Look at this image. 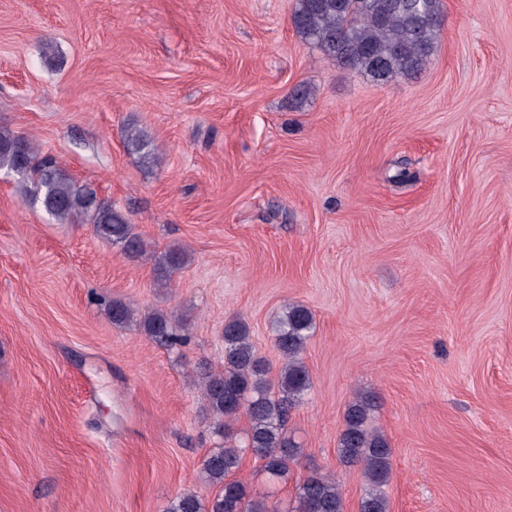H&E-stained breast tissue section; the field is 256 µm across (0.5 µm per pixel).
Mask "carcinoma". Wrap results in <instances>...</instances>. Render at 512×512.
Returning a JSON list of instances; mask_svg holds the SVG:
<instances>
[{"mask_svg":"<svg viewBox=\"0 0 512 512\" xmlns=\"http://www.w3.org/2000/svg\"><path fill=\"white\" fill-rule=\"evenodd\" d=\"M443 0H296L292 17L297 34L320 49L338 65L357 71L377 83L412 78L436 54ZM128 147L145 161L143 131L129 129ZM19 177L18 190L40 205L58 224H91L98 239L117 246L132 259L145 254L141 237L125 214L97 196L86 183L73 180L51 156H41L25 138L0 128V171ZM189 262L183 248L173 247L155 258L158 285ZM106 315L121 326L135 320V310L114 300ZM141 331L168 347L184 343L181 320L171 312L153 308L138 319ZM314 318L305 306L290 304L279 315L274 344L284 363L277 385L266 379L267 364L258 357L247 323L234 317L224 323V368L219 373L199 367L197 377L208 402L209 428L223 440L220 448L203 461L201 477L219 488L207 504L193 493L178 496L167 512H270L265 498L250 494L248 485L233 478L249 452L263 461L272 480L288 476L289 464L300 448L288 434V420L311 388L310 374L302 359ZM374 411L366 395L353 401L339 437V455L348 465H360L368 490L360 512H389L382 487L390 475L392 448L381 432L368 426ZM243 414L249 425L245 436L231 433V421ZM291 512H344L339 482L330 475L311 474L299 485Z\"/></svg>","mask_w":512,"mask_h":512,"instance_id":"obj_1","label":"carcinoma"}]
</instances>
